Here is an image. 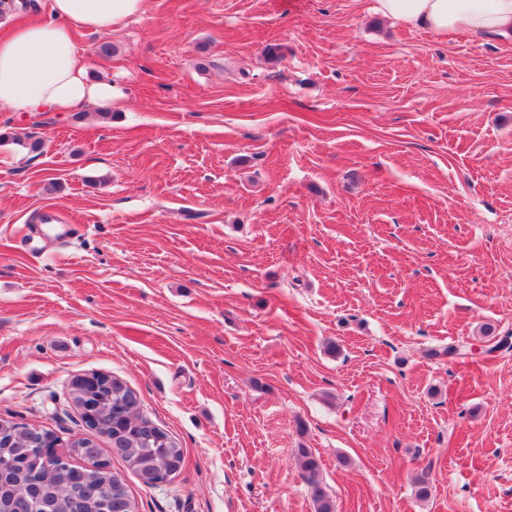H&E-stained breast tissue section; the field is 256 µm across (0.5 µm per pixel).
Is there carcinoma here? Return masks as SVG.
I'll list each match as a JSON object with an SVG mask.
<instances>
[{
    "label": "carcinoma",
    "instance_id": "cac0c4a2",
    "mask_svg": "<svg viewBox=\"0 0 512 512\" xmlns=\"http://www.w3.org/2000/svg\"><path fill=\"white\" fill-rule=\"evenodd\" d=\"M85 396L105 426L97 435L110 440L116 455L129 463L144 485L150 487L182 469L183 448L168 433L138 418L139 399L123 382L114 378L110 387H89ZM0 423L11 429L0 437V512H13L18 499L38 500L48 512H102L105 500L107 512H131L133 502L124 481L111 471L88 469L99 455L95 441H70L63 462L42 452L44 439L59 441L54 432L43 429L16 436L20 425ZM298 457L308 474L315 512H336V501L316 479V456L311 449L300 448Z\"/></svg>",
    "mask_w": 512,
    "mask_h": 512
}]
</instances>
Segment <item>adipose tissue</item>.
I'll list each match as a JSON object with an SVG mask.
<instances>
[{
	"mask_svg": "<svg viewBox=\"0 0 512 512\" xmlns=\"http://www.w3.org/2000/svg\"><path fill=\"white\" fill-rule=\"evenodd\" d=\"M146 0H50L49 21L28 22L0 35V106L14 112H68L80 105L111 110L119 91L93 82L73 39L85 28L107 33L142 13ZM379 16L438 36L465 31L512 35V0H372Z\"/></svg>",
	"mask_w": 512,
	"mask_h": 512,
	"instance_id": "adipose-tissue-1",
	"label": "adipose tissue"
}]
</instances>
